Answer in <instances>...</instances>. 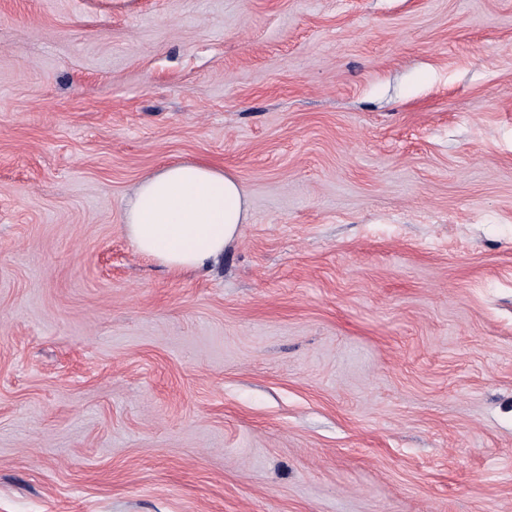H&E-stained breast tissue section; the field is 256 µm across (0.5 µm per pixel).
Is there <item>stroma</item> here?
<instances>
[{"label":"stroma","mask_w":512,"mask_h":512,"mask_svg":"<svg viewBox=\"0 0 512 512\" xmlns=\"http://www.w3.org/2000/svg\"><path fill=\"white\" fill-rule=\"evenodd\" d=\"M0 512H512V0H0ZM248 219V199L236 174L205 161H176L137 183L122 227L139 254L172 271L191 272L224 255Z\"/></svg>","instance_id":"35a3bbf8"}]
</instances>
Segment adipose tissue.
I'll return each mask as SVG.
<instances>
[{"instance_id": "ef3b65f1", "label": "adipose tissue", "mask_w": 512, "mask_h": 512, "mask_svg": "<svg viewBox=\"0 0 512 512\" xmlns=\"http://www.w3.org/2000/svg\"><path fill=\"white\" fill-rule=\"evenodd\" d=\"M248 219V199L236 174L205 161H176L137 183L122 227L139 254L191 272L217 261Z\"/></svg>"}]
</instances>
